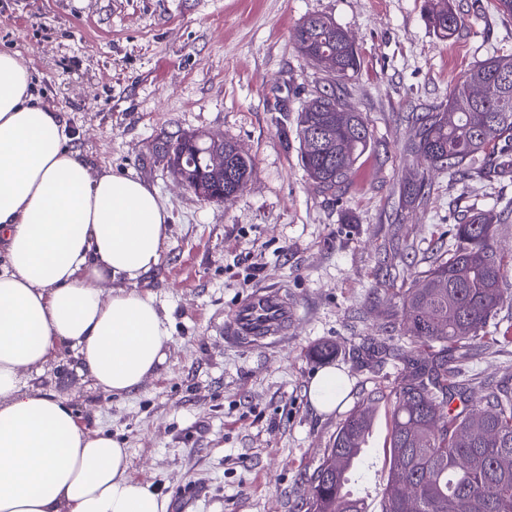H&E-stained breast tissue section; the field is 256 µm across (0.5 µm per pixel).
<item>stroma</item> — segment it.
I'll return each instance as SVG.
<instances>
[{"mask_svg": "<svg viewBox=\"0 0 512 512\" xmlns=\"http://www.w3.org/2000/svg\"><path fill=\"white\" fill-rule=\"evenodd\" d=\"M463 23L442 39L425 0H0V50L18 53L32 92L59 112L68 144L91 171L154 187L170 214L158 269L139 282L170 329L167 360L127 396L100 391L61 347L27 384L68 399L79 423L119 439L131 476L169 512H305L307 478L357 401L391 390L370 343L403 344L392 325L404 267L428 269L444 235L473 209L501 214L497 244L512 253V171L463 184L423 171L406 152L413 113L448 98L487 57L512 54V17L492 0H454ZM325 15L354 40L359 72L337 89L362 113L374 145L343 201L319 191L300 164L298 111L330 77L297 50L292 33ZM184 131L235 142L254 162L243 191L206 201L181 186L157 146ZM427 175L426 207L403 204L404 182ZM283 289L297 312L273 346L224 340V323L251 290ZM512 299L458 368L473 398L512 380ZM348 398L316 411L309 384L316 346ZM391 407L380 404L358 487L380 512L388 481Z\"/></svg>", "mask_w": 512, "mask_h": 512, "instance_id": "obj_1", "label": "stroma"}]
</instances>
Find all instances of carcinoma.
Returning a JSON list of instances; mask_svg holds the SVG:
<instances>
[{
  "mask_svg": "<svg viewBox=\"0 0 512 512\" xmlns=\"http://www.w3.org/2000/svg\"><path fill=\"white\" fill-rule=\"evenodd\" d=\"M426 18L444 39L462 24L449 0L430 4ZM294 40L307 59L328 49L336 54L333 84L297 112L296 134L305 172L321 192L339 200L371 144L366 120L346 111L335 90L359 71L360 58L345 42L343 29L325 16L304 19ZM472 85L484 86L486 96L469 99ZM476 112L486 116L487 125L475 122ZM415 124L409 151L448 172L451 181L463 182L476 169H512V54L475 65L449 90L446 103L416 116ZM181 138L186 154L164 143L160 153L194 194L246 187L254 170L250 157L237 158L231 179L213 173L208 164L212 150L222 147L230 155L236 144L193 133ZM404 190L411 201L422 202L430 184L422 177ZM494 223L490 213H472L448 229L453 241L448 259L409 273L410 285L399 296L404 335L430 353L381 348L402 363L400 379L393 392L363 398L340 424L307 480L306 512H366L346 469L366 442L373 410L387 399L393 466L382 512H512V389L496 385L483 396V408L470 409L469 387L448 371V350L460 359L470 357L472 342L484 335L507 298L508 265L495 246Z\"/></svg>",
  "mask_w": 512,
  "mask_h": 512,
  "instance_id": "cac0c4a2",
  "label": "carcinoma"
}]
</instances>
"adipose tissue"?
I'll list each match as a JSON object with an SVG mask.
<instances>
[{
  "instance_id": "1",
  "label": "adipose tissue",
  "mask_w": 512,
  "mask_h": 512,
  "mask_svg": "<svg viewBox=\"0 0 512 512\" xmlns=\"http://www.w3.org/2000/svg\"><path fill=\"white\" fill-rule=\"evenodd\" d=\"M169 218L144 181L90 175L28 67L0 51V512H164L117 439L21 376L70 346L96 387L125 395L165 363L169 327L138 281Z\"/></svg>"
}]
</instances>
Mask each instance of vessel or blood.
<instances>
[{
    "label": "vessel or blood",
    "mask_w": 512,
    "mask_h": 512,
    "mask_svg": "<svg viewBox=\"0 0 512 512\" xmlns=\"http://www.w3.org/2000/svg\"><path fill=\"white\" fill-rule=\"evenodd\" d=\"M295 319V310L281 290L257 288L236 309L232 319L224 325L228 343L269 345L288 336Z\"/></svg>",
    "instance_id": "vessel-or-blood-1"
}]
</instances>
